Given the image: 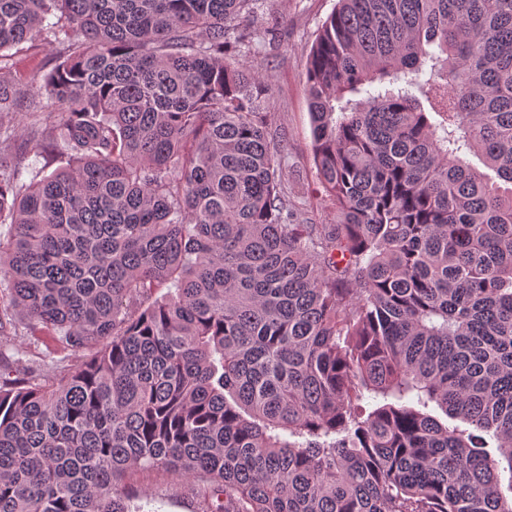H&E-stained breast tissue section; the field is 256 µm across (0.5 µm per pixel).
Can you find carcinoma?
Returning <instances> with one entry per match:
<instances>
[{"instance_id":"obj_1","label":"carcinoma","mask_w":512,"mask_h":512,"mask_svg":"<svg viewBox=\"0 0 512 512\" xmlns=\"http://www.w3.org/2000/svg\"><path fill=\"white\" fill-rule=\"evenodd\" d=\"M254 4L0 0V53L64 48L0 113L70 159L26 182L0 130V330L100 347L0 371V512H143L148 469L202 512H512V0H337L306 70L328 224L234 53Z\"/></svg>"}]
</instances>
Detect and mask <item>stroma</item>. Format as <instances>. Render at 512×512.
Segmentation results:
<instances>
[{
  "mask_svg": "<svg viewBox=\"0 0 512 512\" xmlns=\"http://www.w3.org/2000/svg\"><path fill=\"white\" fill-rule=\"evenodd\" d=\"M336 3L337 0H256L254 14L239 21L240 28L251 34L250 42L240 48L242 58L260 65L271 76V89L262 105L268 131L286 134L294 196L316 224L330 220L331 213L313 164L304 83L311 46ZM61 51V46L43 40L22 44L0 58V74L21 80L29 98L39 100V81ZM90 356L87 350L62 349L45 336L0 338L1 360L38 363L49 358L54 362L52 373L56 376L80 366ZM136 485L146 489L150 512H198L200 499L195 491L166 472L138 473Z\"/></svg>",
  "mask_w": 512,
  "mask_h": 512,
  "instance_id": "1",
  "label": "stroma"
}]
</instances>
